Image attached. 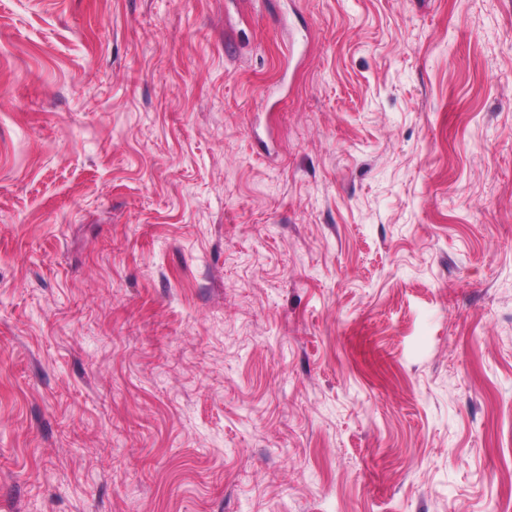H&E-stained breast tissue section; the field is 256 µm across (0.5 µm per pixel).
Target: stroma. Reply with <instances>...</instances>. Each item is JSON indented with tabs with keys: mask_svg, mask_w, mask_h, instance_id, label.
<instances>
[{
	"mask_svg": "<svg viewBox=\"0 0 512 512\" xmlns=\"http://www.w3.org/2000/svg\"><path fill=\"white\" fill-rule=\"evenodd\" d=\"M0 512H512V0H0Z\"/></svg>",
	"mask_w": 512,
	"mask_h": 512,
	"instance_id": "35a3bbf8",
	"label": "stroma"
}]
</instances>
